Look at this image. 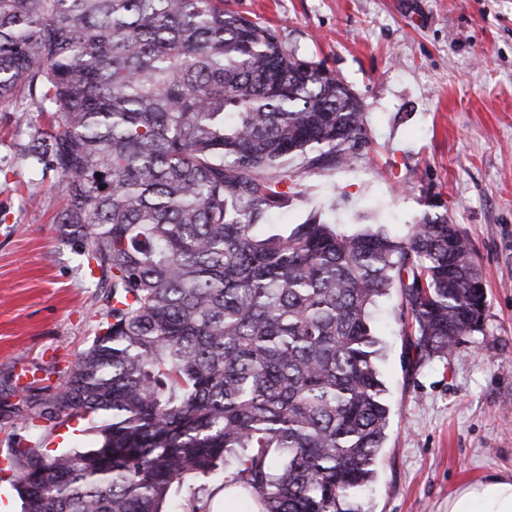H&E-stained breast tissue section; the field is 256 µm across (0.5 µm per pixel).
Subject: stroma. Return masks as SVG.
<instances>
[{"label": "stroma", "mask_w": 512, "mask_h": 512, "mask_svg": "<svg viewBox=\"0 0 512 512\" xmlns=\"http://www.w3.org/2000/svg\"><path fill=\"white\" fill-rule=\"evenodd\" d=\"M285 46L325 61L363 102L370 150L354 168L288 172L299 196L272 216L310 215L398 235L440 194L487 288L479 331L419 364L399 290L373 312L390 423L365 512H448L466 482L512 474V0H230ZM47 125L33 102L0 101V455L21 369L63 375L98 332L104 289L54 217L50 161L24 152Z\"/></svg>", "instance_id": "stroma-1"}]
</instances>
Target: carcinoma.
Masks as SVG:
<instances>
[{
    "instance_id": "cac0c4a2",
    "label": "carcinoma",
    "mask_w": 512,
    "mask_h": 512,
    "mask_svg": "<svg viewBox=\"0 0 512 512\" xmlns=\"http://www.w3.org/2000/svg\"><path fill=\"white\" fill-rule=\"evenodd\" d=\"M49 114L56 216L109 284L63 382L13 428L72 417L85 451L13 442L22 512H364L390 420L371 308L398 285L422 363L479 330L480 265L437 200L398 236L268 219L288 169L351 168L362 103L224 0H0V100Z\"/></svg>"
}]
</instances>
